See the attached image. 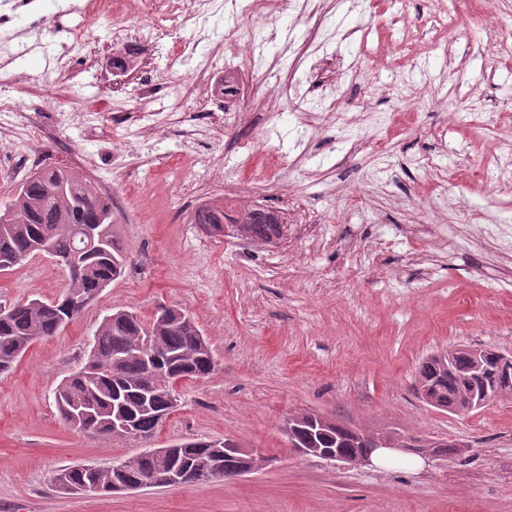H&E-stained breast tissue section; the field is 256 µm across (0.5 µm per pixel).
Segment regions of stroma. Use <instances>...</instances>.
<instances>
[{"label":"stroma","mask_w":512,"mask_h":512,"mask_svg":"<svg viewBox=\"0 0 512 512\" xmlns=\"http://www.w3.org/2000/svg\"><path fill=\"white\" fill-rule=\"evenodd\" d=\"M404 9L412 28L432 26L429 0H329L319 32L326 55L319 71L283 50L302 41L310 13L286 6L266 20L237 12L256 30L247 82L264 92L291 79L313 101L332 81L340 111L369 107L362 141L386 137L388 153L347 154L348 130H316L294 117L254 128L205 130L200 114L158 129L157 143L112 138L114 113L99 115L100 135L81 125L56 129L42 165L63 167L112 189V232L128 264L76 319L35 341L8 373H0V512H512V400L452 414L415 393L428 355L458 345L512 352V192L471 193L445 173L480 165L491 136L512 140V45L493 56L482 27L448 43L406 50L398 69L377 71L376 60L400 38L394 20ZM98 80L79 94L116 99L125 77H136L149 51L136 55L127 76L111 58L121 53L112 28L89 34ZM27 71L42 74V90L17 91L0 78V119L57 108L58 73L32 56ZM393 83L387 97L372 93ZM432 88L436 99L405 111L410 90ZM248 143L255 164L288 152L296 165L270 173L266 194L280 206L291 190L292 216L324 219L326 247L308 232L284 225L279 238L241 253L224 234L194 222L185 197L223 198L224 185L198 166V153L236 163ZM362 199L344 209L351 189ZM447 200L448 232L423 233L426 199ZM68 276L48 257L0 271V304L49 301ZM184 310L216 360L201 379L178 381V405L150 440L116 438L66 425L54 391L88 360L102 318L118 309L148 318L158 307ZM317 412L368 432L395 431L465 443L464 454L421 470H387L326 462L290 448L289 414ZM231 438L268 457L258 472L191 489L153 486L89 495L57 489L56 470L106 468L152 448L190 440Z\"/></svg>","instance_id":"1"}]
</instances>
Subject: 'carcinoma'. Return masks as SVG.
<instances>
[{
	"mask_svg": "<svg viewBox=\"0 0 512 512\" xmlns=\"http://www.w3.org/2000/svg\"><path fill=\"white\" fill-rule=\"evenodd\" d=\"M228 215L224 202L206 204L195 213V223L214 226L224 223ZM241 223L258 237L268 236L273 229L263 211L247 213ZM105 230V250H84L81 229L90 226ZM45 243L55 256L75 269L65 292L57 301L38 299L16 304L12 315L0 321V373L10 371L31 346L44 336H53L66 323L61 320L62 305L71 300L74 291L85 295L99 294L120 278L126 256L112 236V199L106 198L90 182L61 168L34 172L16 189L10 203L0 210V271L15 266L14 260L33 257L37 247ZM205 338L187 325L177 314L166 316L156 312L145 320L138 313L118 310L103 317L98 325L89 360L84 368L55 389V402L63 421H68L69 398L84 397L96 403L95 424L99 432L118 438L139 439L152 436L167 412L168 396L173 383L180 379L204 378L214 371L215 363L204 350ZM154 353L162 375L152 393L143 392L145 362L143 354ZM482 369H473V353L461 346L442 358L427 357L418 372V382L429 389L439 403L449 409L461 399L483 390L507 389L512 392V357L494 356L484 349ZM312 413L302 414L296 437L319 448H332L344 455L365 447L362 436L351 427L336 423L322 427L310 420ZM117 418L133 423V431L116 433L109 424ZM221 441L192 439L179 443L182 448L175 460L190 464L207 458L212 444ZM166 465L152 455L132 458L129 466L134 478H150Z\"/></svg>",
	"mask_w": 512,
	"mask_h": 512,
	"instance_id": "cac0c4a2",
	"label": "carcinoma"
}]
</instances>
